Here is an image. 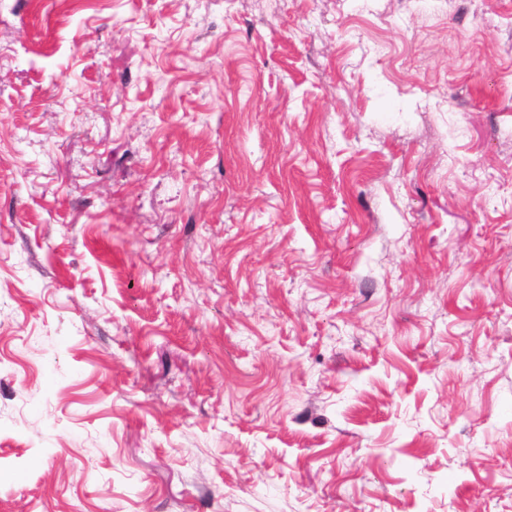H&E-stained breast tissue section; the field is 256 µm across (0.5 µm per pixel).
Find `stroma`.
<instances>
[{
  "instance_id": "obj_1",
  "label": "stroma",
  "mask_w": 512,
  "mask_h": 512,
  "mask_svg": "<svg viewBox=\"0 0 512 512\" xmlns=\"http://www.w3.org/2000/svg\"><path fill=\"white\" fill-rule=\"evenodd\" d=\"M0 512H512V0H0Z\"/></svg>"
}]
</instances>
